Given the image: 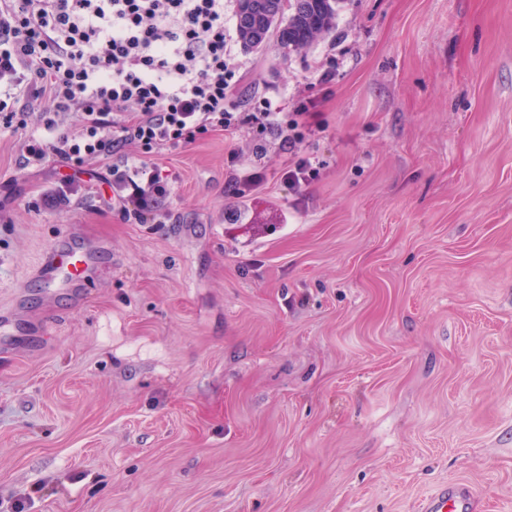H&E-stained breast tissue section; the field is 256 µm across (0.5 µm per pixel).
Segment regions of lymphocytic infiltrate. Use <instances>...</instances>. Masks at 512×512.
<instances>
[{
  "mask_svg": "<svg viewBox=\"0 0 512 512\" xmlns=\"http://www.w3.org/2000/svg\"><path fill=\"white\" fill-rule=\"evenodd\" d=\"M240 80L224 0H0V127L34 104L23 165L53 162L68 185L105 164L127 218H156L171 195L151 154L209 132L278 127L289 154L283 180L297 189L317 179L319 160L301 150L319 130L310 112L284 123L267 104L234 111Z\"/></svg>",
  "mask_w": 512,
  "mask_h": 512,
  "instance_id": "obj_1",
  "label": "lymphocytic infiltrate"
}]
</instances>
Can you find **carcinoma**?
<instances>
[{
  "mask_svg": "<svg viewBox=\"0 0 512 512\" xmlns=\"http://www.w3.org/2000/svg\"><path fill=\"white\" fill-rule=\"evenodd\" d=\"M342 0H236V36L247 51L276 36L282 48L300 52L336 28Z\"/></svg>",
  "mask_w": 512,
  "mask_h": 512,
  "instance_id": "obj_1",
  "label": "carcinoma"
}]
</instances>
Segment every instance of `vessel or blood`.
<instances>
[{"mask_svg": "<svg viewBox=\"0 0 512 512\" xmlns=\"http://www.w3.org/2000/svg\"><path fill=\"white\" fill-rule=\"evenodd\" d=\"M102 254V246L69 237L51 248L43 268L56 287L74 293L94 274ZM469 497L466 485L446 486L424 501L422 512H466Z\"/></svg>", "mask_w": 512, "mask_h": 512, "instance_id": "1", "label": "vessel or blood"}]
</instances>
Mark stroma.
<instances>
[{"label": "stroma", "instance_id": "stroma-1", "mask_svg": "<svg viewBox=\"0 0 512 512\" xmlns=\"http://www.w3.org/2000/svg\"><path fill=\"white\" fill-rule=\"evenodd\" d=\"M235 27L237 111L314 106L299 190L243 129L153 155L164 223L101 165L50 210L0 131V512H512V0H342L299 53ZM71 235L107 247L77 299L41 277ZM470 490L464 484L444 486L422 506V512H466Z\"/></svg>", "mask_w": 512, "mask_h": 512}]
</instances>
